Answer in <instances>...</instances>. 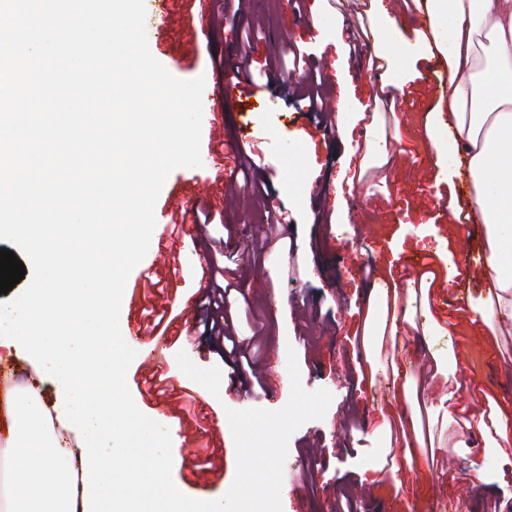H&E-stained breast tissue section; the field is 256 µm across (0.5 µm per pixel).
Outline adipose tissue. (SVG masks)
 Here are the masks:
<instances>
[{"mask_svg":"<svg viewBox=\"0 0 512 512\" xmlns=\"http://www.w3.org/2000/svg\"><path fill=\"white\" fill-rule=\"evenodd\" d=\"M454 79L448 153L466 168L493 272L486 310L512 324V0H426Z\"/></svg>","mask_w":512,"mask_h":512,"instance_id":"ef3b65f1","label":"adipose tissue"}]
</instances>
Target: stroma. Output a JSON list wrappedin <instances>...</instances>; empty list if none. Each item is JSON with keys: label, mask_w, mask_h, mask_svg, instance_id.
Wrapping results in <instances>:
<instances>
[{"label": "stroma", "mask_w": 512, "mask_h": 512, "mask_svg": "<svg viewBox=\"0 0 512 512\" xmlns=\"http://www.w3.org/2000/svg\"><path fill=\"white\" fill-rule=\"evenodd\" d=\"M372 0H252L259 19L254 59L294 44L323 76L322 93L339 103L368 106L372 96L391 101L376 106L370 120L335 113L319 132L308 112L290 105L255 72L259 108L228 106L219 92L224 76L218 64H232L234 36L229 29L204 25L206 34L190 41L200 24L186 0H171L169 22L160 26L154 8L146 10L152 55L176 78L204 77L201 131L202 167L179 168L167 178L156 202L164 208L188 179L214 182L208 198L187 197L194 215L215 209L214 223L202 237L224 238L241 266L242 315L239 328L260 326L264 347L259 366L277 390L255 393L247 380L236 395L226 393L229 366L216 346L193 344L171 335L144 343L131 363L127 386L145 414L158 416L174 431L172 445L185 460L195 450L194 428L180 418L174 400L143 395L139 384L146 363L158 365L198 395L197 411L208 431L224 434V477L204 484L172 478L185 495L200 499L225 494L236 472V450L227 409L282 408L290 396L287 353L295 351L304 389L328 390L325 416L303 424L289 440L283 467L282 512H336L352 489L368 494L385 512H505L512 507V437L485 440L471 418L504 408L512 396V325L485 322L487 278L468 275L467 251L485 252L482 222L460 226L469 212L465 175L449 176L447 153L431 138L432 126L448 127L447 70L439 46L429 42L403 66L402 94L381 86L378 71L367 70L349 40L337 33L366 30L377 18ZM291 31L290 41L276 39ZM221 115L224 155L255 138L252 157L265 181V200L241 192L226 206L219 170L210 156L211 120ZM288 225L291 250L254 255L251 227L264 207ZM170 262L158 270L173 278L164 306L180 323L188 300L209 276L205 246L191 236L171 241ZM421 257L432 263L421 284L406 276V263ZM381 287L395 290L365 299V269ZM469 291L466 309L449 306L453 291ZM363 345H356V332ZM211 392L201 396V381Z\"/></svg>", "instance_id": "35a3bbf8"}]
</instances>
